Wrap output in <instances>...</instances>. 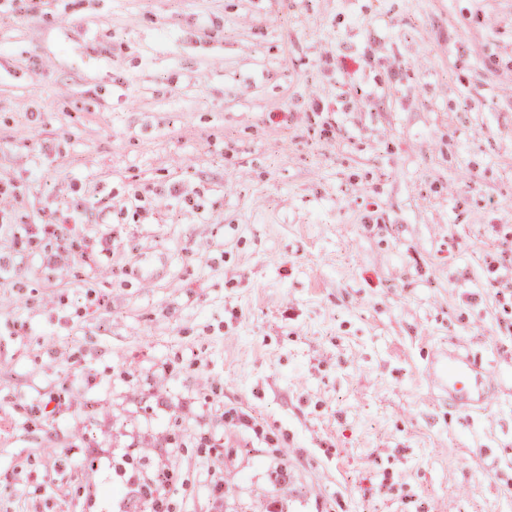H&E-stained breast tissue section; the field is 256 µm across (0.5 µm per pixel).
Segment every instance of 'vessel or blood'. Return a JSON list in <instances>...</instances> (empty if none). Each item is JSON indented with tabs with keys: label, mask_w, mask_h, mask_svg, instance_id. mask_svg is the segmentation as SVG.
Returning <instances> with one entry per match:
<instances>
[{
	"label": "vessel or blood",
	"mask_w": 512,
	"mask_h": 512,
	"mask_svg": "<svg viewBox=\"0 0 512 512\" xmlns=\"http://www.w3.org/2000/svg\"><path fill=\"white\" fill-rule=\"evenodd\" d=\"M492 384L487 370L470 356L448 354V398L469 410L485 408L490 403Z\"/></svg>",
	"instance_id": "1"
}]
</instances>
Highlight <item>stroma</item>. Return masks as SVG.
Returning <instances> with one entry per match:
<instances>
[{"mask_svg":"<svg viewBox=\"0 0 512 512\" xmlns=\"http://www.w3.org/2000/svg\"><path fill=\"white\" fill-rule=\"evenodd\" d=\"M1 182L0 512H512V0H0ZM448 399L469 410L487 407L492 384L487 370L468 355L448 351Z\"/></svg>","mask_w":512,"mask_h":512,"instance_id":"35a3bbf8","label":"stroma"}]
</instances>
